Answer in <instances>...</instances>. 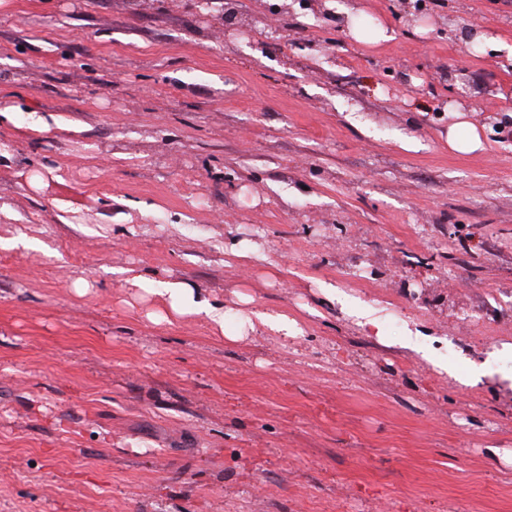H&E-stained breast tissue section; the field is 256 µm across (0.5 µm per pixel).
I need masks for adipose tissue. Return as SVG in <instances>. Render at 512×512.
<instances>
[{"mask_svg": "<svg viewBox=\"0 0 512 512\" xmlns=\"http://www.w3.org/2000/svg\"><path fill=\"white\" fill-rule=\"evenodd\" d=\"M126 282L135 288L150 290L153 296L166 302L171 312L178 317L193 316L206 321L217 333H225V315L221 306L214 304L201 290L177 280H166L150 285L137 270L124 272Z\"/></svg>", "mask_w": 512, "mask_h": 512, "instance_id": "ef3b65f1", "label": "adipose tissue"}]
</instances>
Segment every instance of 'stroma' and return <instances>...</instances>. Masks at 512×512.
Returning a JSON list of instances; mask_svg holds the SVG:
<instances>
[{
	"label": "stroma",
	"instance_id": "35a3bbf8",
	"mask_svg": "<svg viewBox=\"0 0 512 512\" xmlns=\"http://www.w3.org/2000/svg\"><path fill=\"white\" fill-rule=\"evenodd\" d=\"M356 3L0 0V512H512V0ZM464 111H457L458 121L453 124L448 132V144L458 152L469 153L482 147V141L476 128L466 119ZM122 273L130 286L141 288L166 302L175 316H193L202 319L212 327L213 331L231 341L246 335L242 331L228 334L225 327L224 308L214 304L201 290L191 288L187 283L177 280L161 281L155 288H149L152 287V283L148 282L139 271L131 268L123 270ZM247 328L253 334L279 336L283 339L294 338L301 329L295 318L282 311H258L247 317Z\"/></svg>",
	"mask_w": 512,
	"mask_h": 512
}]
</instances>
